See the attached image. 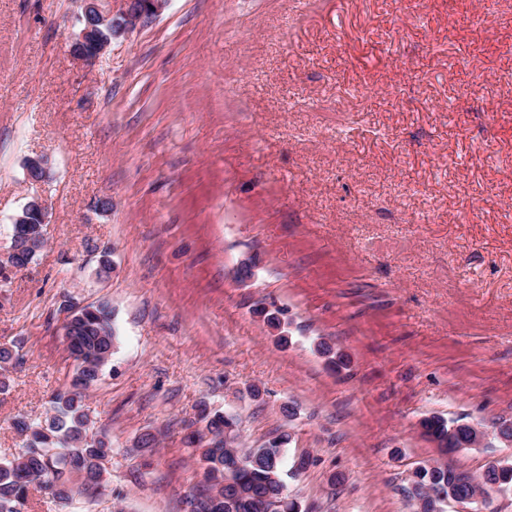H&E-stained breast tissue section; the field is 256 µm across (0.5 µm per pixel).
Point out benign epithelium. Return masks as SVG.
<instances>
[{
    "mask_svg": "<svg viewBox=\"0 0 512 512\" xmlns=\"http://www.w3.org/2000/svg\"><path fill=\"white\" fill-rule=\"evenodd\" d=\"M79 11L75 16L74 30L69 34V51L75 58L93 62L111 46L112 40L125 35L156 17L167 0H124V9L115 14L111 0H78ZM27 175L41 181L48 175V158L45 155L30 157L25 162ZM37 214V238L45 240L43 225L47 224L45 205L39 200L28 202L13 218L15 224L31 223L30 215Z\"/></svg>",
    "mask_w": 512,
    "mask_h": 512,
    "instance_id": "benign-epithelium-1",
    "label": "benign epithelium"
}]
</instances>
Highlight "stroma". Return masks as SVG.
I'll use <instances>...</instances> for the list:
<instances>
[{"label": "stroma", "mask_w": 512, "mask_h": 512, "mask_svg": "<svg viewBox=\"0 0 512 512\" xmlns=\"http://www.w3.org/2000/svg\"><path fill=\"white\" fill-rule=\"evenodd\" d=\"M77 9L0 0V251L47 207L46 247L0 283V459L70 387L63 304L104 301L116 345L83 403L109 484L24 512H185L203 403L242 447L309 453L302 512H410L441 457L420 420L512 422V0H168L92 64ZM500 461L491 435L451 463ZM35 212L38 217V224L36 236L39 240L45 241V231L43 226L47 223L46 208L45 205L39 200L29 201L22 210L13 218L12 232L16 230V224H32L29 216Z\"/></svg>", "instance_id": "obj_1"}]
</instances>
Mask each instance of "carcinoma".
<instances>
[{
  "label": "carcinoma",
  "mask_w": 512,
  "mask_h": 512,
  "mask_svg": "<svg viewBox=\"0 0 512 512\" xmlns=\"http://www.w3.org/2000/svg\"><path fill=\"white\" fill-rule=\"evenodd\" d=\"M115 336L112 311L105 303L91 305L68 329L67 348L75 361L72 390L55 393L41 417L21 416L13 427L24 437L22 451L0 460V512H22L30 487L36 485L61 502L76 495V488L90 481L106 483V469L98 461L112 454V446L89 435V420L82 408L84 391L93 386L111 359ZM15 351L0 347V391L9 387L7 365ZM200 431L190 436L199 445L198 459L211 491L191 494L189 512H300L297 501L286 494L285 476L306 469L309 457L288 463L281 434L256 448L237 446V422L220 412L201 407ZM425 434L448 440L450 425L440 416L421 422ZM512 486V463L492 464L479 476L461 473L443 462L416 467L408 478V500L414 512H444L446 500L460 495L489 497L490 492Z\"/></svg>",
  "instance_id": "carcinoma-1"
}]
</instances>
